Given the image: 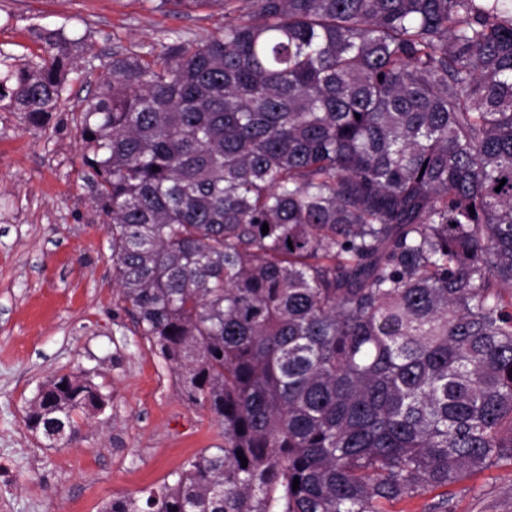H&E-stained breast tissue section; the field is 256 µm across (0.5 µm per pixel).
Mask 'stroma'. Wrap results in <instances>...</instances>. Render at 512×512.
Instances as JSON below:
<instances>
[{"label":"stroma","mask_w":512,"mask_h":512,"mask_svg":"<svg viewBox=\"0 0 512 512\" xmlns=\"http://www.w3.org/2000/svg\"><path fill=\"white\" fill-rule=\"evenodd\" d=\"M221 11L152 0H0V50L42 54L37 29H63L88 52L68 99L43 123L0 108V512H101L139 496L188 459L224 443L206 408L140 336L114 285L111 234L92 200L71 122L113 55L176 35L216 33ZM89 372L109 393L104 411L77 414L76 439L53 443L28 428L30 401L56 372ZM512 467L473 474L466 488L433 490L390 512H512Z\"/></svg>","instance_id":"obj_1"}]
</instances>
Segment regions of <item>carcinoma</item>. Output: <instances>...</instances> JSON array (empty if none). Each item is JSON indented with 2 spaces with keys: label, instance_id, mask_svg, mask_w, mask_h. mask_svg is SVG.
Masks as SVG:
<instances>
[{
  "label": "carcinoma",
  "instance_id": "obj_1",
  "mask_svg": "<svg viewBox=\"0 0 512 512\" xmlns=\"http://www.w3.org/2000/svg\"><path fill=\"white\" fill-rule=\"evenodd\" d=\"M168 1L224 27L112 56L73 122L123 309L224 445L103 512H388L512 464V0ZM39 37L0 50L35 123L80 48ZM109 400L57 373L27 424Z\"/></svg>",
  "mask_w": 512,
  "mask_h": 512
}]
</instances>
